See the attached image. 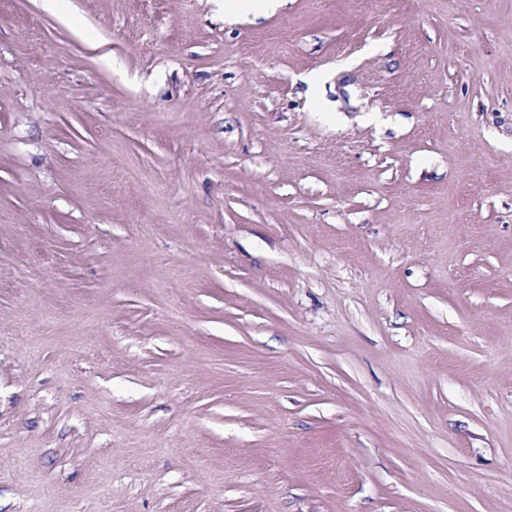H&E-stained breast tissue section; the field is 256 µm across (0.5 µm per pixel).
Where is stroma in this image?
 <instances>
[{
	"label": "stroma",
	"mask_w": 512,
	"mask_h": 512,
	"mask_svg": "<svg viewBox=\"0 0 512 512\" xmlns=\"http://www.w3.org/2000/svg\"><path fill=\"white\" fill-rule=\"evenodd\" d=\"M65 9L0 0V512H512V0Z\"/></svg>",
	"instance_id": "stroma-1"
}]
</instances>
